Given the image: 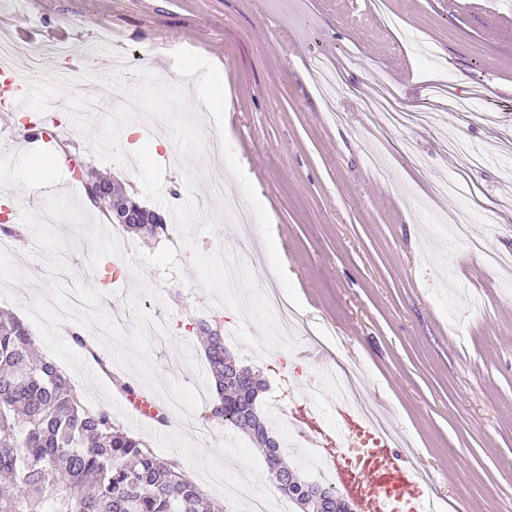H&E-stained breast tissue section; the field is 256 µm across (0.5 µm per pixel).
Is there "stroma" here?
<instances>
[{"mask_svg":"<svg viewBox=\"0 0 512 512\" xmlns=\"http://www.w3.org/2000/svg\"><path fill=\"white\" fill-rule=\"evenodd\" d=\"M73 33L85 53L51 140H30L25 108L0 115V211L25 243L0 256V308L31 329L39 354L73 382L83 405L178 460L205 496L220 481L252 498H280L259 451L239 429L199 434L194 405L167 425L132 417L112 374L161 399L197 386L212 399L197 326L217 322L239 365L267 383L271 429L296 408H321L319 375L343 363L387 415L407 455L426 470L449 512L512 506V280L493 275L440 218L457 212L471 235L512 253V0H0V35L27 26ZM353 54L333 123L309 62ZM224 74L219 116L206 89L182 87L199 66ZM385 79L403 107L427 106L437 84L465 112L380 126L364 103ZM136 102L154 134L123 132ZM232 145L214 163L209 132ZM166 146H159V139ZM411 142L424 164L401 152ZM484 162L462 168L448 142ZM123 182L177 235L115 230L83 200L68 157ZM235 205L251 221L225 223ZM211 238L213 247L202 244ZM279 282L300 321L282 335L263 297ZM95 339L111 375L70 339L60 312ZM336 354L299 357L311 335ZM278 403L281 413L270 412Z\"/></svg>","mask_w":512,"mask_h":512,"instance_id":"obj_1","label":"stroma"}]
</instances>
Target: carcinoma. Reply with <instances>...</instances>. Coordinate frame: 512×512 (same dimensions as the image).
<instances>
[{"mask_svg":"<svg viewBox=\"0 0 512 512\" xmlns=\"http://www.w3.org/2000/svg\"><path fill=\"white\" fill-rule=\"evenodd\" d=\"M86 199L107 220L112 212L94 201L91 186L103 181L122 188L93 168L79 167ZM127 233L160 235L167 224H123ZM205 358L217 396L204 418L230 424L249 435L264 457L278 490L299 504L290 481L297 479L280 451V442L258 413L257 399L242 416L232 405L238 394L264 382L252 370L236 365L224 349V337L210 325ZM34 337L17 317L0 311V477L11 490L0 494V512H224L208 500L177 460L163 461L139 437L116 426L106 408L90 410L80 403L71 381L50 360L33 357ZM317 507L324 512L336 491L317 483Z\"/></svg>","mask_w":512,"mask_h":512,"instance_id":"carcinoma-1","label":"carcinoma"}]
</instances>
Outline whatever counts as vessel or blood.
Masks as SVG:
<instances>
[{
    "mask_svg": "<svg viewBox=\"0 0 512 512\" xmlns=\"http://www.w3.org/2000/svg\"><path fill=\"white\" fill-rule=\"evenodd\" d=\"M0 110L13 111L29 102L27 81L0 66ZM325 399L336 415L335 427H327L314 409L291 416L303 440L326 463L336 490L350 500L355 512H437L436 497L422 468L398 450L391 434L368 422L340 391L328 387Z\"/></svg>",
    "mask_w": 512,
    "mask_h": 512,
    "instance_id": "b4317fda",
    "label": "vessel or blood"
}]
</instances>
